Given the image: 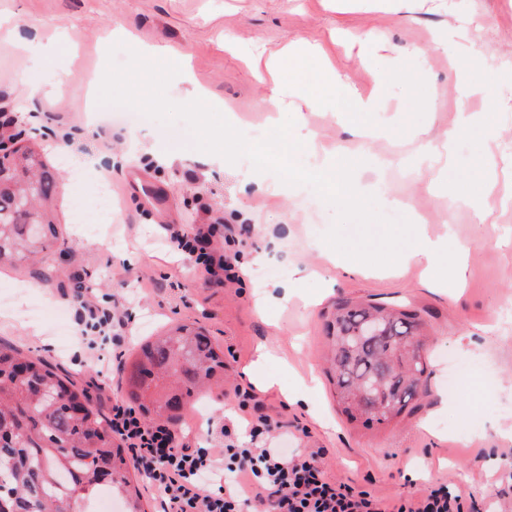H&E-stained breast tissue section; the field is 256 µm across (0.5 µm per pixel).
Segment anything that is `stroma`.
Masks as SVG:
<instances>
[{"label":"stroma","mask_w":512,"mask_h":512,"mask_svg":"<svg viewBox=\"0 0 512 512\" xmlns=\"http://www.w3.org/2000/svg\"><path fill=\"white\" fill-rule=\"evenodd\" d=\"M2 12L15 15L22 30L60 28L70 38L53 45L27 85L19 79L25 57L0 45V114L55 165L61 226L35 265L0 269L1 344L66 374L107 416L113 402L126 398V375L105 372L106 362L130 363L148 336L176 325L200 327L224 360V380L208 398L187 405L181 425L195 446L216 448L221 427L239 422L234 391L249 385L243 370L258 345L268 343L277 357L265 370L282 389L296 392L301 374L318 379L317 391L293 405L279 391L260 392L266 412L283 422L271 431L275 446L326 449L331 477L384 498L448 483L470 493L480 512H498L501 502L512 501V435L504 432L512 426V203L495 205L489 225L479 224L473 208L432 187L429 153L412 140L424 123L435 139L454 130L461 84L478 83L484 96L468 107L487 114L496 136L483 142L476 132L460 133L447 183L477 200L490 178L499 189L512 186V156L503 152L512 146V0H412L391 12L375 11L368 0H0ZM457 19L470 22V42L452 36L431 50L432 32ZM118 25L132 33L134 46L183 51L182 72L167 88L170 100L184 103L188 91L205 90L208 103L236 113V126L247 135L272 127L258 109L269 89L253 77L249 59L302 38L328 47L336 73L363 88L369 77L361 58L371 56L385 74L391 108L358 119L387 125L388 135L362 143L337 124L331 106L308 109L303 120L314 143L298 159L310 165L321 148L360 159L358 189L375 195L382 212H389L390 198H411L433 235L470 242L464 285L424 287L414 266L364 275L328 266L323 236L337 211L311 188L258 192L246 160L222 163L191 147L184 121L135 127L120 112L91 111ZM346 31L371 34L372 41L359 46L343 39ZM61 81L66 92L54 94ZM162 156L169 165L159 164ZM100 177L110 185L116 215L108 224L94 221L93 182ZM132 179L149 183L160 207L146 209L127 188ZM216 217L252 228L241 243L216 236L225 252L259 249L273 236L281 241L277 255L247 277L206 278L183 261L166 227ZM82 278L94 282L102 305L140 295L130 307V334L103 344L96 362L85 341L60 335L53 325L61 292ZM277 282L287 283L288 300L257 314L254 286ZM368 298L415 310L425 322L423 351L430 359L425 390L400 417L370 429L347 422L326 374V325L337 304ZM61 341L67 351L58 349ZM451 360L464 364L468 377L454 392Z\"/></svg>","instance_id":"stroma-1"}]
</instances>
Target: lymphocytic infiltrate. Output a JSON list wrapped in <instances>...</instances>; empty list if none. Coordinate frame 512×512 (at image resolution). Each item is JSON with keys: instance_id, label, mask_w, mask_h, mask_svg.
<instances>
[{"instance_id": "f902f5d3", "label": "lymphocytic infiltrate", "mask_w": 512, "mask_h": 512, "mask_svg": "<svg viewBox=\"0 0 512 512\" xmlns=\"http://www.w3.org/2000/svg\"><path fill=\"white\" fill-rule=\"evenodd\" d=\"M219 231L228 238L234 234L229 225L194 224L170 227L169 238L208 277L232 280L237 260L214 247ZM70 301L86 325L89 352H96L100 336L129 326L125 311L102 306L86 292L72 294ZM235 395L248 415L249 439L228 435L220 448L193 447L187 434L145 421L131 405L113 404L112 434L128 449L162 512H476L470 494L457 486L438 484L417 496L385 500L333 479L322 466L324 449L270 446L272 420L254 390L239 388Z\"/></svg>"}]
</instances>
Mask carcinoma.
Instances as JSON below:
<instances>
[{
	"mask_svg": "<svg viewBox=\"0 0 512 512\" xmlns=\"http://www.w3.org/2000/svg\"><path fill=\"white\" fill-rule=\"evenodd\" d=\"M13 161L0 168V261L14 262L47 248L58 238L48 201L59 183L30 145L17 140ZM413 310L362 301L336 308L328 334L334 347L330 373L343 415L364 427L399 417L418 395L412 378L428 372ZM224 360L209 339L183 325L141 347L126 380L128 399L152 418L178 422L186 398L216 377ZM384 382L397 397L376 414L371 404L353 402L356 380ZM0 512H60L65 501L90 499L104 486L123 504L122 512H144L131 484L124 449L90 396L41 360L0 345Z\"/></svg>",
	"mask_w": 512,
	"mask_h": 512,
	"instance_id": "carcinoma-1",
	"label": "carcinoma"
}]
</instances>
